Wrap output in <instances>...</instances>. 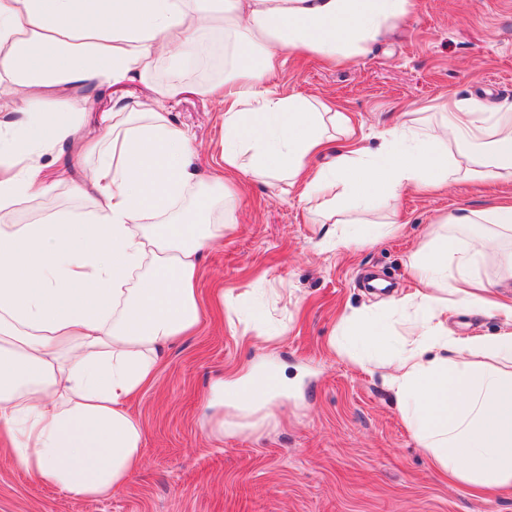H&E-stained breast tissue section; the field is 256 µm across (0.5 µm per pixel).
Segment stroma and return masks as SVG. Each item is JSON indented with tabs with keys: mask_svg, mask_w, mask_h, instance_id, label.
<instances>
[{
	"mask_svg": "<svg viewBox=\"0 0 512 512\" xmlns=\"http://www.w3.org/2000/svg\"><path fill=\"white\" fill-rule=\"evenodd\" d=\"M186 92L166 104L187 130L201 176L193 196L213 189L222 167L224 105L203 93L207 77L185 72ZM279 90L339 104L356 138L374 148L416 113L433 116L442 97L512 101V0H416L398 30L357 62L331 66L291 52L278 70ZM150 82L105 79L72 92L108 111L115 100L145 102ZM52 198L10 215L14 224L45 221L59 207L85 217L91 202L73 193L83 163L44 157ZM235 222L200 269V328L178 340L155 382L131 404L145 430L143 465L123 490L88 499L38 484L0 457V512H512V486L474 490L445 476L409 431L382 372L344 349L345 315L383 322L410 338L414 323L400 301L417 284L413 255L437 219L462 208L512 201V182L449 178L440 190L404 193L393 223L370 212L365 224H318L296 190L243 177ZM356 232L361 244H338ZM231 296L213 307L215 294ZM456 336L497 335L501 322L452 306ZM273 374L281 392L272 412L245 418L213 396L224 374L249 368ZM223 420V434L211 423Z\"/></svg>",
	"mask_w": 512,
	"mask_h": 512,
	"instance_id": "stroma-1",
	"label": "stroma"
}]
</instances>
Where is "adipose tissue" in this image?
I'll list each match as a JSON object with an SVG mask.
<instances>
[{
    "label": "adipose tissue",
    "instance_id": "1",
    "mask_svg": "<svg viewBox=\"0 0 512 512\" xmlns=\"http://www.w3.org/2000/svg\"><path fill=\"white\" fill-rule=\"evenodd\" d=\"M415 0H0V85L17 97L0 114V455L38 483L88 498L122 489L142 466L144 430L127 410L154 382L173 343L200 323L204 253L233 220L238 175L287 183L315 218L391 213L403 191L447 182L450 173L512 181V102L484 111L450 99L441 118L385 131L378 150L345 146L335 104L276 91L285 50L327 62L361 57L408 17ZM224 27V81L208 94L224 103V166L211 178L219 195L206 222L187 211L195 174L189 133L163 112L181 95L180 60L197 34ZM177 64L153 85L150 102L114 103L95 132L85 130L66 94L101 79L142 81L160 60ZM57 90L53 109L35 96ZM78 148L92 162L76 192L91 217L58 210L47 224L1 218L53 196L42 157ZM411 263L423 291L405 300L417 336L398 341L379 322L347 316L350 336L385 356V382L402 417L445 472L475 488L512 486V304H493L503 330L459 338L441 317L449 300L484 306L474 293V254L449 233L454 224H489L484 241L498 279L512 282V203L443 216ZM235 413L268 407L259 373L217 381Z\"/></svg>",
    "mask_w": 512,
    "mask_h": 512
}]
</instances>
